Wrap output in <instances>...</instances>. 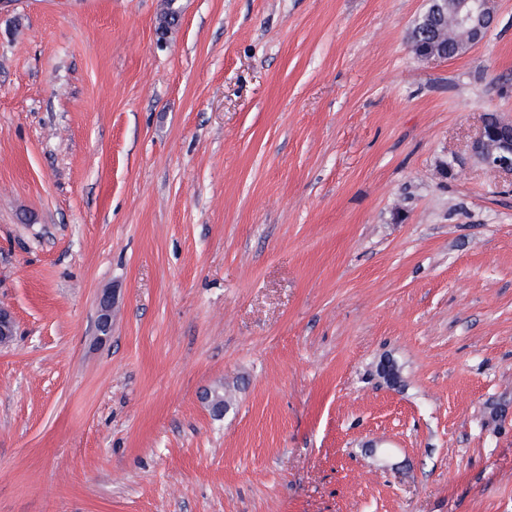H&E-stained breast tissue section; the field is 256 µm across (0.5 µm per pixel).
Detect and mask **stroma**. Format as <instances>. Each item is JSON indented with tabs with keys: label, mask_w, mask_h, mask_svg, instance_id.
I'll use <instances>...</instances> for the list:
<instances>
[{
	"label": "stroma",
	"mask_w": 512,
	"mask_h": 512,
	"mask_svg": "<svg viewBox=\"0 0 512 512\" xmlns=\"http://www.w3.org/2000/svg\"><path fill=\"white\" fill-rule=\"evenodd\" d=\"M165 4L0 0V512H512V0ZM450 23L456 28L448 30V37H455L457 30L468 35V49L482 41L495 21L492 0H454ZM472 150L489 166L512 173V122H483Z\"/></svg>",
	"instance_id": "obj_1"
}]
</instances>
